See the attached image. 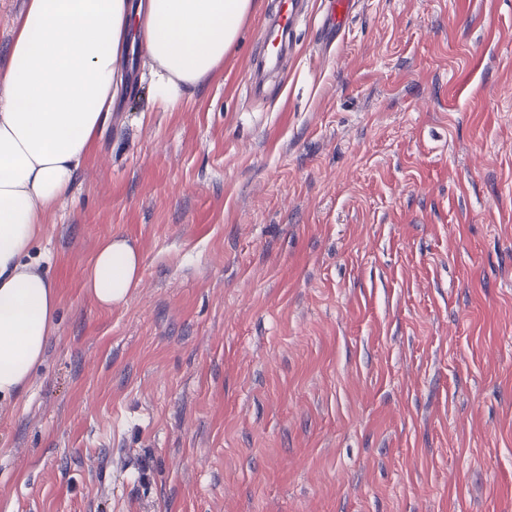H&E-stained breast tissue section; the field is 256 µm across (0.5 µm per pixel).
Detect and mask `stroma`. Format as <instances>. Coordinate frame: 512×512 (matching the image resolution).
I'll return each mask as SVG.
<instances>
[{
  "label": "stroma",
  "instance_id": "35a3bbf8",
  "mask_svg": "<svg viewBox=\"0 0 512 512\" xmlns=\"http://www.w3.org/2000/svg\"><path fill=\"white\" fill-rule=\"evenodd\" d=\"M263 0L221 75L150 62L33 254L60 299L0 403V512H512V0ZM128 238L142 280L81 270ZM141 282V257L126 238L104 237L83 269V286L104 310L126 302Z\"/></svg>",
  "mask_w": 512,
  "mask_h": 512
}]
</instances>
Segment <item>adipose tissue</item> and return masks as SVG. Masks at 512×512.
Listing matches in <instances>:
<instances>
[{"mask_svg": "<svg viewBox=\"0 0 512 512\" xmlns=\"http://www.w3.org/2000/svg\"><path fill=\"white\" fill-rule=\"evenodd\" d=\"M257 0H29L0 78V402L28 387L55 326L59 295L32 254L124 86L139 41L154 99L175 108L232 57ZM141 282L128 239L106 236L83 286L109 310Z\"/></svg>", "mask_w": 512, "mask_h": 512, "instance_id": "obj_1", "label": "adipose tissue"}]
</instances>
